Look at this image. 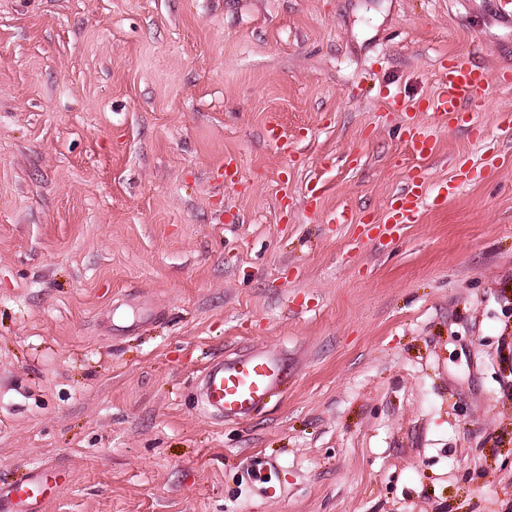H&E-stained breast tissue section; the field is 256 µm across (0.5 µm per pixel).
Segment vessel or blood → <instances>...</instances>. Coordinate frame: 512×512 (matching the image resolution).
<instances>
[{
    "label": "vessel or blood",
    "mask_w": 512,
    "mask_h": 512,
    "mask_svg": "<svg viewBox=\"0 0 512 512\" xmlns=\"http://www.w3.org/2000/svg\"><path fill=\"white\" fill-rule=\"evenodd\" d=\"M436 98L404 106L407 119V143L412 151L434 150L433 126L444 128L462 112L482 106L481 92L490 77L486 68L469 57L440 60ZM430 113L434 123L417 122V113ZM429 197L423 178L406 179L395 194L384 220L385 228L416 223L419 212ZM292 376L287 352L256 348L233 358L210 365L203 374L206 405L225 420L242 422L258 407L282 392ZM58 479L52 469L29 473L23 480L0 488V512H42L48 492Z\"/></svg>",
    "instance_id": "1"
}]
</instances>
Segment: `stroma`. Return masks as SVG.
Instances as JSON below:
<instances>
[{
	"instance_id": "35a3bbf8",
	"label": "stroma",
	"mask_w": 512,
	"mask_h": 512,
	"mask_svg": "<svg viewBox=\"0 0 512 512\" xmlns=\"http://www.w3.org/2000/svg\"><path fill=\"white\" fill-rule=\"evenodd\" d=\"M458 54L512 71L494 0H0V487L57 466L42 512H512V87L432 156L403 135ZM456 157V194L379 236ZM251 347L294 383L218 420L201 373ZM429 189L421 177L408 178L394 195L383 226L396 228L401 224H414L429 198Z\"/></svg>"
}]
</instances>
